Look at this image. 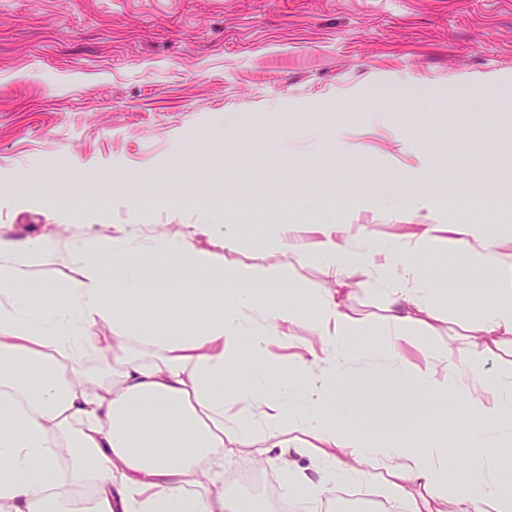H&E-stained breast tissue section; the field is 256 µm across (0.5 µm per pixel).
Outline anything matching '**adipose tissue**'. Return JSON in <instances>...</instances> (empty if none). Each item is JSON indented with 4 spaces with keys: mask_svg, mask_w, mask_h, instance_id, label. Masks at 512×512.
<instances>
[{
    "mask_svg": "<svg viewBox=\"0 0 512 512\" xmlns=\"http://www.w3.org/2000/svg\"><path fill=\"white\" fill-rule=\"evenodd\" d=\"M408 208L426 223L402 225L371 249L363 224L271 216L263 248L273 262L262 268L230 267L197 247L208 224L153 235L118 228L76 243L0 239V512H69L72 488L86 485L84 512H256L251 498L227 499L224 458L264 443L278 454L263 464L282 469L284 493L306 504L382 467L403 512H441L448 499L454 512H512L502 460L482 456L461 485L451 479L458 460L439 440L408 454L347 438L330 418L329 389L352 362L344 297L363 274L388 294L395 387L414 391L413 406L427 414L447 410L452 397L471 404L483 418L471 434L473 454L512 433V374L480 372L512 336V262L503 259L512 237H484L474 220L442 223L423 196ZM421 249L459 253L475 272L494 268L493 298L458 355L424 350L402 331L433 290L404 259ZM301 252L316 256L329 281L308 317L296 303L266 299ZM150 264L191 285L209 315L188 329L147 322L131 303L153 286ZM50 266L73 272L61 297L21 300L17 285ZM284 343L295 378L265 389L273 350ZM295 432L318 441L313 472L294 465L304 451Z\"/></svg>",
    "mask_w": 512,
    "mask_h": 512,
    "instance_id": "adipose-tissue-1",
    "label": "adipose tissue"
}]
</instances>
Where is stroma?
Listing matches in <instances>:
<instances>
[{"mask_svg":"<svg viewBox=\"0 0 512 512\" xmlns=\"http://www.w3.org/2000/svg\"><path fill=\"white\" fill-rule=\"evenodd\" d=\"M415 83L405 105L383 83ZM347 131L361 151L346 150ZM422 195L453 223L512 233V0H0V237L75 240L116 224H197L199 246L231 266L261 267L267 208L284 219L356 221L384 234L408 216L392 198ZM152 196L155 208L131 207ZM239 224L237 249L224 227ZM434 284L420 346L461 348L490 296L449 254L410 252ZM140 305L199 308L156 278ZM327 280L292 257L279 296L304 311ZM353 363L337 390L364 403L341 430L413 452L479 428L469 406L421 416L401 408L381 360L384 297L346 299Z\"/></svg>","mask_w":512,"mask_h":512,"instance_id":"35a3bbf8","label":"stroma"}]
</instances>
